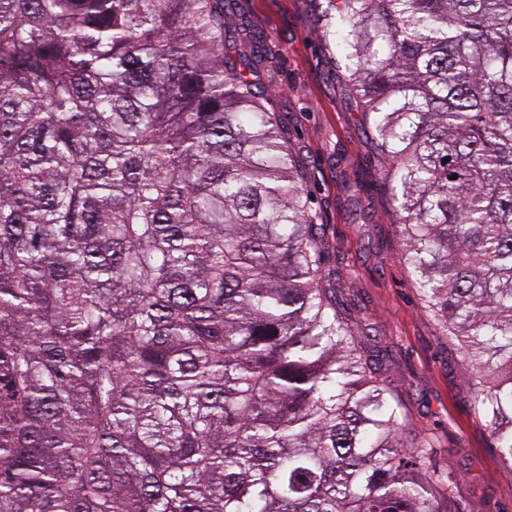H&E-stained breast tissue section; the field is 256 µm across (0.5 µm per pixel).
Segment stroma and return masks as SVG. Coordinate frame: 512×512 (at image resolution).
Masks as SVG:
<instances>
[{
    "mask_svg": "<svg viewBox=\"0 0 512 512\" xmlns=\"http://www.w3.org/2000/svg\"><path fill=\"white\" fill-rule=\"evenodd\" d=\"M237 41L267 39L258 81L291 129L327 245L326 269L343 285L354 321L389 357L382 375L414 433L433 437L438 469L453 472L460 512H512V469L474 402L471 370L411 284L388 185L371 131L345 88L343 56L324 27L329 0H229Z\"/></svg>",
    "mask_w": 512,
    "mask_h": 512,
    "instance_id": "35a3bbf8",
    "label": "stroma"
}]
</instances>
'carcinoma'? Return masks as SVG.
<instances>
[{
	"mask_svg": "<svg viewBox=\"0 0 512 512\" xmlns=\"http://www.w3.org/2000/svg\"><path fill=\"white\" fill-rule=\"evenodd\" d=\"M226 6L0 0V512H458ZM327 26L512 469V0Z\"/></svg>",
	"mask_w": 512,
	"mask_h": 512,
	"instance_id": "cac0c4a2",
	"label": "carcinoma"
}]
</instances>
